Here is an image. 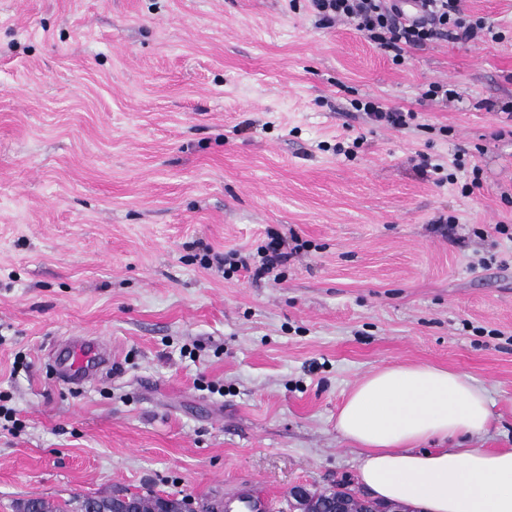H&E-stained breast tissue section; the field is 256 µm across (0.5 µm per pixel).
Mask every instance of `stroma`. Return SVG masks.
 <instances>
[{"label":"stroma","mask_w":512,"mask_h":512,"mask_svg":"<svg viewBox=\"0 0 512 512\" xmlns=\"http://www.w3.org/2000/svg\"><path fill=\"white\" fill-rule=\"evenodd\" d=\"M464 7L502 39L398 66L308 0H0V392L23 423L0 433V512L243 477L283 507L357 490L336 414L407 363L484 387L471 444L512 448V0ZM376 98L413 126L353 107ZM458 153L457 183L421 173ZM269 229L305 243L280 280L200 266ZM81 336L112 347L85 388L53 368Z\"/></svg>","instance_id":"1"}]
</instances>
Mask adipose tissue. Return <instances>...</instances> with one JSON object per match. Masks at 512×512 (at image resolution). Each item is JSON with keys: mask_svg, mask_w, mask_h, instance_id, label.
<instances>
[{"mask_svg": "<svg viewBox=\"0 0 512 512\" xmlns=\"http://www.w3.org/2000/svg\"><path fill=\"white\" fill-rule=\"evenodd\" d=\"M492 412L467 376L430 364L389 366L352 386L336 428L357 448L373 499L418 512H512V448H458Z\"/></svg>", "mask_w": 512, "mask_h": 512, "instance_id": "adipose-tissue-1", "label": "adipose tissue"}]
</instances>
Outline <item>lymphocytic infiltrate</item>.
I'll use <instances>...</instances> for the list:
<instances>
[{"label": "lymphocytic infiltrate", "mask_w": 512, "mask_h": 512, "mask_svg": "<svg viewBox=\"0 0 512 512\" xmlns=\"http://www.w3.org/2000/svg\"><path fill=\"white\" fill-rule=\"evenodd\" d=\"M319 25L339 21L355 25L393 62H400L407 49H420L438 40L468 42L484 32L483 20L468 21L463 0H418L414 12L400 0H310Z\"/></svg>", "instance_id": "f902f5d3"}]
</instances>
